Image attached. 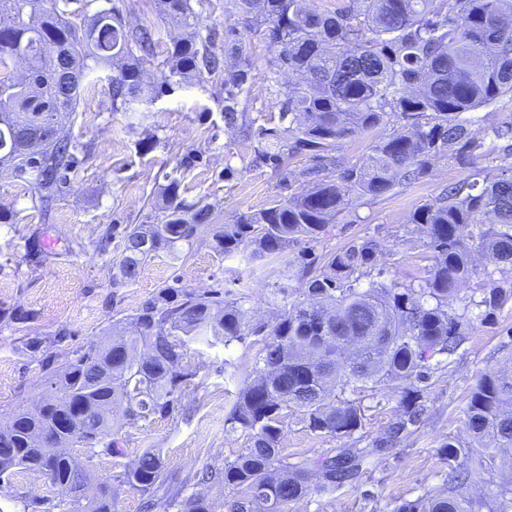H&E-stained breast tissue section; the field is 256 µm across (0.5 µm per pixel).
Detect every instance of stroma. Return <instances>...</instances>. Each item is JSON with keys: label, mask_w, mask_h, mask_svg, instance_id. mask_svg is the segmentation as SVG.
Returning a JSON list of instances; mask_svg holds the SVG:
<instances>
[{"label": "stroma", "mask_w": 512, "mask_h": 512, "mask_svg": "<svg viewBox=\"0 0 512 512\" xmlns=\"http://www.w3.org/2000/svg\"><path fill=\"white\" fill-rule=\"evenodd\" d=\"M229 5L230 0H192L197 29L219 54L225 43L241 36L253 62L242 103L258 124L280 128L274 102L288 78L270 70L273 51L263 33L246 30L241 19L230 15ZM65 9L80 30L102 9L113 10L133 26L152 25L159 60L169 43L185 32L179 21L160 18L153 0H70ZM109 76L106 69L90 72L77 118L61 121L63 135L80 150L69 187L49 211L34 208L23 182L0 173V206L17 214L15 223L0 224V426L13 410L36 403L43 392L40 364L24 349L23 336L45 338L63 330L70 338L62 349L71 352L176 280L201 293L223 287L225 300L239 302L254 324L272 323L280 306L300 297L299 281L284 274L286 266L299 265L300 246L263 260L251 259L244 248L226 258L211 249L213 234L233 222L236 213L265 208L290 193L269 168L253 166L251 143L225 127L222 75L205 74L189 82L172 79L155 100L134 113L111 110ZM151 134L156 145L142 149L141 140ZM485 148L486 155L469 164L444 157L408 185L381 197L353 199L336 224L313 243L317 266L351 242L371 238L379 248L377 261L385 281L426 285L433 253L410 218L442 189L472 180L476 171L500 163L507 152L502 141L486 143ZM189 154L195 163L186 169L182 161ZM170 176L180 179L187 202H220L216 221L192 247L157 253L134 283H121L123 229L143 221ZM35 234L41 237L43 257L29 264L23 259L24 244ZM473 264L476 272L460 286L451 308L472 318L474 326L425 382L427 411L414 434L382 454L374 447L399 410L390 382L358 394L363 425L349 438L317 435L296 415L286 413L282 448L289 461L335 455L345 448L361 449L366 457L357 480L333 492L311 494L292 512H396L404 501L443 490L448 463L441 447L451 439L467 441L465 409L479 377L491 369L512 370V299L494 309L480 304L488 285L512 289V270L495 267L478 252ZM15 309L29 315L19 332L8 318ZM264 344V337L249 336L227 347L192 345L197 387L186 393L179 414L128 428L125 462L145 449L159 448L166 475L183 478L205 462L233 460L249 447V434L228 430L224 419L239 389L250 381Z\"/></svg>", "instance_id": "35a3bbf8"}]
</instances>
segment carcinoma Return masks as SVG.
<instances>
[{
  "instance_id": "carcinoma-1",
  "label": "carcinoma",
  "mask_w": 512,
  "mask_h": 512,
  "mask_svg": "<svg viewBox=\"0 0 512 512\" xmlns=\"http://www.w3.org/2000/svg\"><path fill=\"white\" fill-rule=\"evenodd\" d=\"M154 2L160 14L193 25L191 0ZM232 9L246 26H265L274 52L270 68L292 77L278 101L279 119L288 121L280 131L247 119L241 109L253 64L238 43L228 48L227 62L210 41L188 32L157 63L151 29L130 27L109 10L94 13L79 34L57 0H0V155L15 159L8 166L0 160V167L25 180L33 206L46 210L69 184L78 146L41 141L33 150L30 144L46 121L78 112L90 71L111 69L112 111L135 112L173 76L221 70L224 123L254 143V165L271 168L282 182L306 183L266 208L237 214L212 237L220 257L250 246L252 258L264 259L319 239L354 197L383 196L446 154L463 163L488 137L512 141V116L481 134L460 119L512 95V0H347L334 11L302 0H232ZM19 54L27 65L15 72L10 66ZM392 120L398 129L374 142L360 162L342 165L345 140ZM296 158L310 166L289 169ZM480 176L481 190L476 180L450 185L412 214L433 251L426 288L396 281L356 288L363 270L377 263V243L363 239L331 254L322 271L311 261L295 270L303 299L283 306L270 326L249 323L242 305L224 301L219 289L198 294L176 280L119 320V332L87 342L62 362L44 353L46 390L0 427V481L22 469L44 478L48 489L20 499V512H114L122 487L140 493L143 512L159 503L163 512H213L209 491L226 488L234 495L224 499L225 512H291L312 492L356 479L363 456L350 448L288 462L280 448L283 411L311 432L349 438L362 426V408L336 398V387L368 392L386 379L397 383L399 413L376 447L383 452L415 432L426 412L422 383L466 339L470 322L449 312V302L476 273L472 249L512 268V162ZM180 185L169 179L161 204L142 223L125 227L122 283L136 280L159 251L191 245L216 220L217 204L186 203ZM42 257L40 237L27 239L23 260ZM509 296L512 290L493 288L481 304L496 308ZM251 335L268 340L224 420L229 430L249 433L248 448L220 466L205 464L190 493L186 480L166 483L158 448L123 466L111 482L96 477L95 458L124 456L125 428L181 411L197 378L190 344L227 346ZM67 338L60 331L48 342L28 338L24 345L35 354ZM465 414L470 442L450 439L441 448L447 489L406 501L396 512H475L458 489L492 471L498 449L512 448V372H485ZM46 434L64 448L80 442L83 457L54 453L43 442ZM489 512H512V476L499 484Z\"/></svg>"
}]
</instances>
